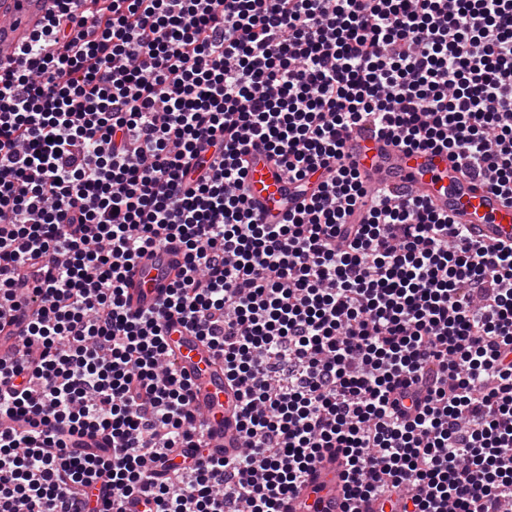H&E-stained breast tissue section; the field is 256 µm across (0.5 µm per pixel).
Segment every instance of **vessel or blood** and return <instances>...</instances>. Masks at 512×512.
Segmentation results:
<instances>
[{
  "label": "vessel or blood",
  "instance_id": "b4317fda",
  "mask_svg": "<svg viewBox=\"0 0 512 512\" xmlns=\"http://www.w3.org/2000/svg\"><path fill=\"white\" fill-rule=\"evenodd\" d=\"M58 11L57 0H0V64L12 62L18 48ZM344 151L364 182L402 199L420 196L452 222L468 228L474 239L512 245V200L486 180L465 171L462 161L445 151L407 150L384 133L354 127L343 135ZM246 180L260 221L280 212L288 200V180L266 157L254 152ZM181 250L167 245L149 250L128 279V300L135 311L153 308L176 279ZM170 358L192 383L194 404L207 428L208 452L223 457L241 443L234 413L237 390L224 378V362L206 343L186 329L168 338ZM335 460L317 465L309 482L316 490L320 512H339Z\"/></svg>",
  "mask_w": 512,
  "mask_h": 512
}]
</instances>
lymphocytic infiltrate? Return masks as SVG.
Returning a JSON list of instances; mask_svg holds the SVG:
<instances>
[{
  "instance_id": "f902f5d3",
  "label": "lymphocytic infiltrate",
  "mask_w": 512,
  "mask_h": 512,
  "mask_svg": "<svg viewBox=\"0 0 512 512\" xmlns=\"http://www.w3.org/2000/svg\"><path fill=\"white\" fill-rule=\"evenodd\" d=\"M357 124L512 199V0H59L0 70V512H94L98 485L150 489V512H318L298 495L329 455L346 512H504L512 247L367 192ZM253 150L299 195L271 224ZM174 241L177 281L132 311L135 261ZM176 324L242 398L233 456L163 360Z\"/></svg>"
}]
</instances>
